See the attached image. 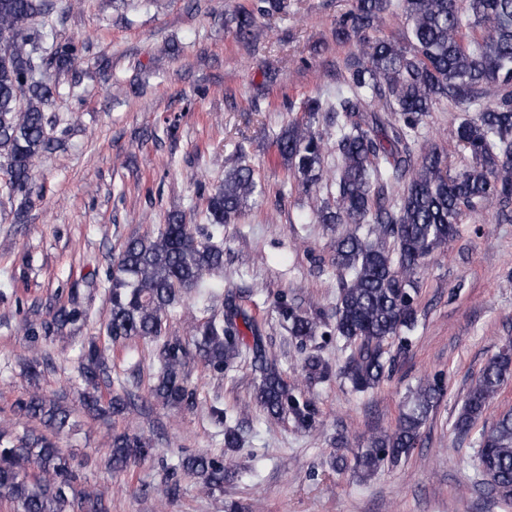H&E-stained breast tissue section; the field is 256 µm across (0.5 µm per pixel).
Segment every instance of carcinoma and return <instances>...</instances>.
Returning <instances> with one entry per match:
<instances>
[{
	"instance_id": "1",
	"label": "carcinoma",
	"mask_w": 512,
	"mask_h": 512,
	"mask_svg": "<svg viewBox=\"0 0 512 512\" xmlns=\"http://www.w3.org/2000/svg\"><path fill=\"white\" fill-rule=\"evenodd\" d=\"M63 0H0V186L18 201L14 223L25 222L34 191V171L41 158L63 146L69 129L47 113L60 77L75 74L90 55L89 40L54 38L45 20L59 13ZM391 0H354L336 21V42L355 41L359 53L345 63L336 89L303 102V116L281 130L277 152L305 193L323 184L332 202L315 214L318 224L367 225L366 233L347 229L336 237L332 264L344 275L334 312L337 335L358 343L338 369L352 389L377 388L385 378L384 343L410 330L417 321L416 274L424 260L456 234L467 213L493 211L500 223L512 222V0H403L406 28L400 36L373 35L390 11ZM285 0H253L237 15L235 36L256 37L255 16L285 11ZM44 19L37 25L35 20ZM473 116L454 127L457 145L468 166L450 173L432 144H418L425 118L442 101ZM325 125L336 131L327 137ZM336 165L325 167L329 150ZM263 195L247 166L224 172V180L207 191L209 237L232 223L248 202ZM224 269V250L200 238L186 213L176 209L156 234L128 239L105 288L108 316L105 333L114 343L142 338L154 342L158 370L150 398L166 406L195 403L187 380L193 359L180 336L167 335V320L182 294H211L208 276ZM279 316L300 346L327 326L318 310L278 304ZM240 306L229 298L220 315L197 321L193 344L201 363L224 371L243 351L261 362L256 397L273 418L291 416L310 428L315 412L300 402L276 364L266 357L258 326L245 322L253 338L244 341L237 319ZM88 311L77 299L59 306L48 319L28 324L25 334L36 345L69 325H85ZM80 374L88 392L83 398L93 418L123 417L128 404L121 394L104 397L99 385L112 388L107 348L91 340L80 349ZM45 354L29 359L36 378L50 369ZM309 380L328 378L331 367L309 354ZM512 378V349L488 360L472 379L454 430L467 435L482 419L504 384ZM442 395L426 383L414 390L395 428L370 436L353 459L336 456L330 465L371 475L386 464L407 459L421 441L422 427ZM14 414L36 420L42 429L0 431V504L9 512H111L104 493L78 487L74 457L59 444L70 429V411L59 398L37 391L17 398ZM105 467L130 473L151 456L150 440L127 431L108 436ZM479 461L492 478V490L512 504V410L498 416L479 435ZM228 470L224 458L206 452L186 456L170 467L166 495L176 498L181 479L193 478L220 490Z\"/></svg>"
}]
</instances>
